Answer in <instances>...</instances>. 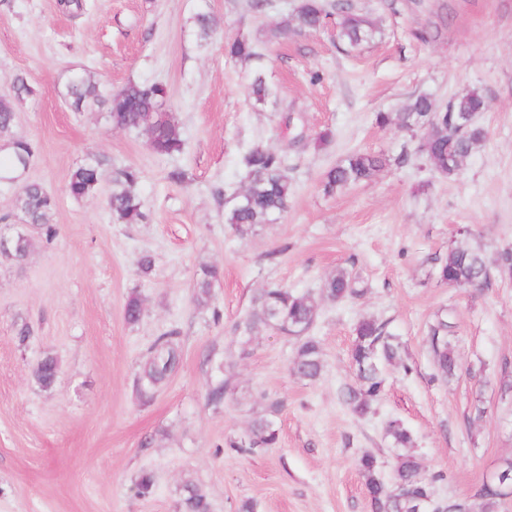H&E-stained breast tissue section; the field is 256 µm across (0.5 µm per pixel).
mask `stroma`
Segmentation results:
<instances>
[{
    "mask_svg": "<svg viewBox=\"0 0 512 512\" xmlns=\"http://www.w3.org/2000/svg\"><path fill=\"white\" fill-rule=\"evenodd\" d=\"M296 2L272 0L258 13L248 0H89L73 17L58 0H0V97L10 96L14 75L26 77L33 93L18 103L14 131L38 145L15 184L0 185V236L21 229L14 199L28 180L56 197L59 227L50 245L30 231L23 262L0 257V512H180L190 482L204 488L211 512H239L245 502L253 512H371L356 460L374 456L378 477L392 482L404 453L385 435L392 420L411 432L406 453L434 477L435 502L483 512L478 489L512 458V392L502 390L512 381V270L475 289L438 283L433 267L453 246H481L491 259L512 247V0H353L379 34L351 53L331 27L269 40ZM200 11L224 22L205 46L193 31ZM237 38L259 46L260 63L225 53ZM257 65L278 106L254 105ZM77 74L105 91L164 84L185 152L156 158L144 134L112 128L98 108L71 111L63 92ZM471 90L487 100L477 117L486 138L453 178L419 153L421 134L374 120L420 93L442 109ZM327 127L333 142L315 146ZM258 143L287 151L295 193L277 223L240 238L211 189L240 192L241 157ZM355 149L408 159L324 194V173ZM97 155L141 171L144 223H113L109 181L79 200L65 193L70 172ZM174 165L191 183L168 182ZM143 252L154 258L146 277L136 266ZM204 264L223 271L206 306L195 300ZM340 266L365 292L320 301L311 329L324 353L319 380L292 375L297 342L270 328L256 329L251 354L241 356L234 326L254 296L272 284L318 296ZM133 295L144 313L130 325L123 309ZM440 314L459 362L443 382L432 378L427 340ZM363 317L385 322L403 350L384 370L380 399L358 416L342 390L356 380L351 350ZM19 322L32 331L24 345ZM172 326L180 363L141 403L137 375ZM49 354L59 370L45 391L33 370ZM224 371L236 393L207 405V384ZM271 400L281 404L276 447H227L247 437ZM478 405L486 414L474 423ZM144 471L155 488L139 498L131 487Z\"/></svg>",
    "mask_w": 512,
    "mask_h": 512,
    "instance_id": "stroma-1",
    "label": "stroma"
}]
</instances>
